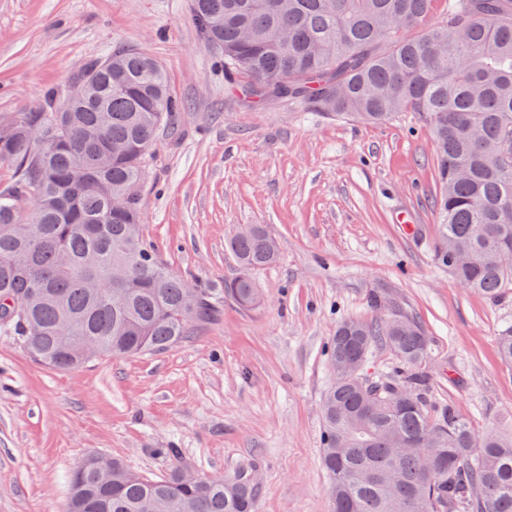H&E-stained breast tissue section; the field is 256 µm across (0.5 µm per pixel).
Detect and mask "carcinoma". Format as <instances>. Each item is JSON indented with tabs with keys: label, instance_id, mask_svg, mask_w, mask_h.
<instances>
[{
	"label": "carcinoma",
	"instance_id": "1",
	"mask_svg": "<svg viewBox=\"0 0 512 512\" xmlns=\"http://www.w3.org/2000/svg\"><path fill=\"white\" fill-rule=\"evenodd\" d=\"M433 0H193L196 27L224 54V78L249 106L292 98L330 115L386 124L414 112L436 142L437 260L465 288L496 300L512 291V0H449L448 21L424 26ZM421 27L415 38L386 40ZM85 87L66 111L0 119V331L23 337L55 370L96 356H143L192 340L229 299L254 307L250 271L278 242L263 224L236 230L240 274L195 286L143 240L141 188L158 133L182 108L150 55L122 48L73 76ZM390 315L351 319L329 346L334 382L322 402V462L332 512H512V436L475 434L453 410L435 418L422 323ZM398 365L364 372L375 348ZM512 365V324L497 336ZM169 470L147 477L112 460L71 475L68 512H255L252 465L200 478L178 448H158Z\"/></svg>",
	"mask_w": 512,
	"mask_h": 512
}]
</instances>
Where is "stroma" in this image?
<instances>
[{"instance_id":"stroma-1","label":"stroma","mask_w":512,"mask_h":512,"mask_svg":"<svg viewBox=\"0 0 512 512\" xmlns=\"http://www.w3.org/2000/svg\"><path fill=\"white\" fill-rule=\"evenodd\" d=\"M122 46L160 62L183 104L178 134L160 133L148 158L145 240L211 288L237 273L227 241L239 225H266L278 259L252 274L255 308L225 301L216 322L161 355L57 371L0 334V512H64L69 475L92 454L165 474L159 451L172 446L205 477L255 464L256 512H332L320 459L327 352L341 320L376 316V293L425 327L433 410L512 434V367L496 348L512 293L489 301L438 263L425 122L244 105L191 0H0V115L62 102L74 72Z\"/></svg>"}]
</instances>
